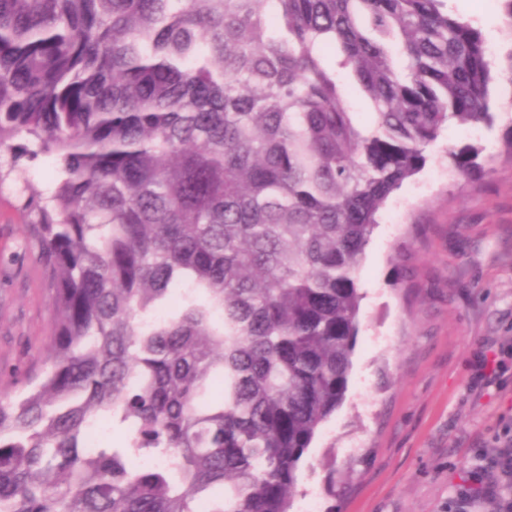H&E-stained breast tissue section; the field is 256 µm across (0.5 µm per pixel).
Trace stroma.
I'll return each mask as SVG.
<instances>
[{
	"mask_svg": "<svg viewBox=\"0 0 512 512\" xmlns=\"http://www.w3.org/2000/svg\"><path fill=\"white\" fill-rule=\"evenodd\" d=\"M495 57L512 49L500 0H448ZM493 127L449 125L425 168L381 213L358 273L361 327L343 403L301 463L293 508L318 512H449L455 489L512 427V88L493 85ZM484 146L465 179L448 153ZM56 160L0 154V388L16 393L43 368L53 328L31 189ZM509 351L507 370L484 360Z\"/></svg>",
	"mask_w": 512,
	"mask_h": 512,
	"instance_id": "obj_1",
	"label": "stroma"
}]
</instances>
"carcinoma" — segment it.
Returning <instances> with one entry per match:
<instances>
[{
  "instance_id": "obj_1",
  "label": "carcinoma",
  "mask_w": 512,
  "mask_h": 512,
  "mask_svg": "<svg viewBox=\"0 0 512 512\" xmlns=\"http://www.w3.org/2000/svg\"><path fill=\"white\" fill-rule=\"evenodd\" d=\"M498 78L512 50L447 0H0V151L59 171L0 512H290L380 214L449 124L494 123Z\"/></svg>"
}]
</instances>
